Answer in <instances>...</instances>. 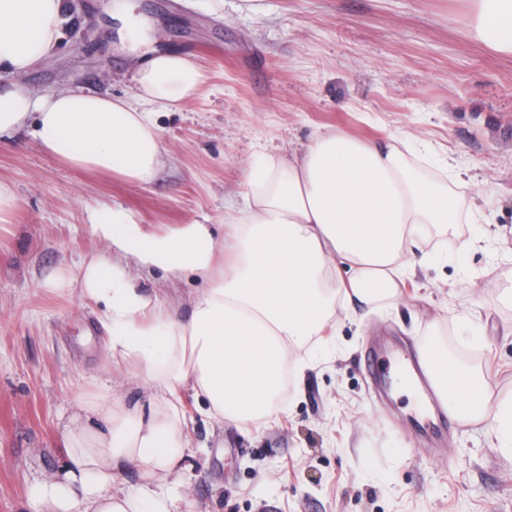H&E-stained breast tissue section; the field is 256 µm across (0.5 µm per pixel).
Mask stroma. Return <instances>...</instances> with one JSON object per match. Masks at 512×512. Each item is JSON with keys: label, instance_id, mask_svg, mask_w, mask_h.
<instances>
[{"label": "stroma", "instance_id": "obj_1", "mask_svg": "<svg viewBox=\"0 0 512 512\" xmlns=\"http://www.w3.org/2000/svg\"><path fill=\"white\" fill-rule=\"evenodd\" d=\"M158 47L201 71L199 93L153 120L162 164L143 183L71 167L31 131L0 142V183L16 198L0 240V512H23L30 483L67 460L65 425L86 392L151 411L138 364L109 362L103 307L50 282L106 255L90 232L103 207L161 232L211 225L233 246L247 175L261 154H302L315 136H396L454 158L477 221L440 237L393 306L337 312L302 353L262 431L210 418L181 392L190 446L173 512H512V454L490 423L419 422L416 397L379 395L362 356L418 351L433 328L470 352L496 396H512V54L467 33L470 0H129ZM70 21L23 83L34 97L81 89L137 102V56L112 29L108 0H68ZM129 280L186 317L202 277L126 260ZM477 314L479 341L452 318Z\"/></svg>", "mask_w": 512, "mask_h": 512}]
</instances>
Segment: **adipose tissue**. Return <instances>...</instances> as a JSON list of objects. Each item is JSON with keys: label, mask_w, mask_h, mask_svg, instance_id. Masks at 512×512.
Here are the masks:
<instances>
[{"label": "adipose tissue", "mask_w": 512, "mask_h": 512, "mask_svg": "<svg viewBox=\"0 0 512 512\" xmlns=\"http://www.w3.org/2000/svg\"><path fill=\"white\" fill-rule=\"evenodd\" d=\"M469 33L492 50L512 54V0H471ZM65 0H0V66L20 75L55 48L66 23ZM134 81L139 104L81 90L36 98L21 82L0 89V141L34 119L41 148L75 168L132 182L148 181L162 163L156 126L142 104L168 107L195 96L200 70L183 55L145 47ZM407 143L367 142L337 132L317 136L299 156H268L248 173L246 205L232 222L236 247L225 269L205 224L144 231L109 210L90 226L109 252L168 272L191 271L206 285L187 318L172 314L124 270L86 257L63 289L104 307L112 363L133 361L153 386L156 405L114 401L111 391L81 400L65 426L69 460L34 481L29 512H172L161 488L175 475L187 445L179 390L192 386L209 416L263 427L281 398L284 372L322 335L337 308L376 310L394 302L409 260L426 252L432 232L464 219L462 197L423 177L406 159ZM423 358L440 394L457 414L456 398L482 404L466 422L490 421L499 447L512 453V399L493 397L484 374L451 359L443 340L426 343ZM127 465L148 485L114 490Z\"/></svg>", "instance_id": "1"}]
</instances>
